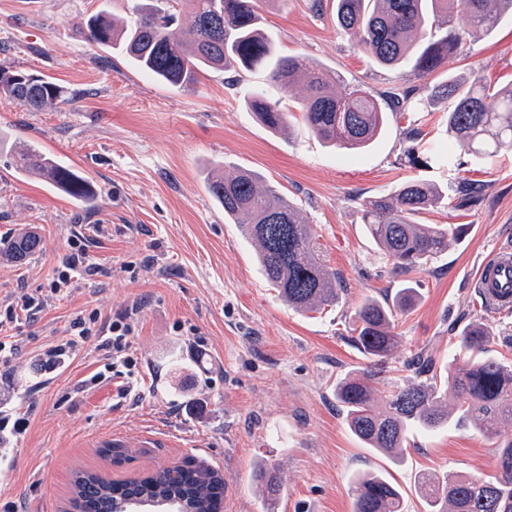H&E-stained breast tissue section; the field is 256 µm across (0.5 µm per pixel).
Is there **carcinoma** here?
Listing matches in <instances>:
<instances>
[{
	"label": "carcinoma",
	"instance_id": "1",
	"mask_svg": "<svg viewBox=\"0 0 512 512\" xmlns=\"http://www.w3.org/2000/svg\"><path fill=\"white\" fill-rule=\"evenodd\" d=\"M146 0L135 9L128 25L104 16L87 25L90 42L108 46L132 58L139 68L158 81L192 88L206 69L221 72L270 68L269 83L247 93V105L270 131L288 123L273 93L286 92L298 78L307 94L302 116L307 126L328 146L359 151L382 132L386 112L407 106L410 93L394 94L382 104L368 91L349 87L308 66L296 57H274L273 46L258 27L256 0ZM512 0H336V23L356 39L358 48L378 65L397 68L413 62L420 78L434 73L448 57L457 54L469 32L493 31ZM464 14L469 28L455 26ZM188 17L190 38L180 40L172 26ZM0 91L31 112L66 100L67 89L40 76L0 68ZM429 96L451 101L448 110L447 150L462 149L483 162L512 150V87L496 89L480 78L468 83L449 80L428 89ZM16 167L37 173L72 199L91 204L96 192L89 180L34 145H23L15 155ZM249 170L228 178L216 174L207 182L212 198L224 216L240 225L259 248V263L267 281L289 306L316 310L336 303L341 283L319 258L311 225L296 207L272 188L258 185ZM483 187L462 181L455 206H472ZM445 195L417 180L404 182L390 196L363 205L366 231L395 274H406L448 248L450 230L420 224L422 211L444 203ZM41 244L28 231L0 242V256L22 264ZM415 288L398 291L393 302L368 298L355 313L352 340L370 356V363L336 384V399L346 410L351 433L389 456L403 452L407 433L415 428L434 429L448 424L454 410L489 438L497 440V473L488 478L425 474L419 491L428 512H512V365L488 356L492 332L482 326L464 328L459 336L470 352L461 364H452L442 375L433 374V361H423L415 376L432 374V381L396 385L379 395L382 374L400 337L395 320L409 309ZM99 454L114 466L126 460L128 449L108 444ZM259 492L266 512H277L281 485L276 471L259 468ZM69 507L77 512H131L130 502L164 505L161 512H219L224 500V475L183 461L158 467L133 477H106L96 471L78 470L72 476ZM353 512H405L401 492L380 474L366 473L353 482Z\"/></svg>",
	"mask_w": 512,
	"mask_h": 512
}]
</instances>
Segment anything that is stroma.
I'll use <instances>...</instances> for the list:
<instances>
[{
	"label": "stroma",
	"instance_id": "35a3bbf8",
	"mask_svg": "<svg viewBox=\"0 0 512 512\" xmlns=\"http://www.w3.org/2000/svg\"><path fill=\"white\" fill-rule=\"evenodd\" d=\"M137 2L0 0V67L44 76L70 93L40 112L0 94V237L33 228L42 238L24 264L0 259V305L46 296L33 321L9 329L16 350L0 361V411L30 418L26 434L0 446V505L62 512L75 471L110 472L98 453L109 439L126 443L138 473L187 457L221 470L223 512H264L253 480L261 461L282 480L279 512H352L351 485L367 471L401 488L405 512H425L415 491L421 474H494V443L454 420L409 433L399 462L365 448L334 388L369 362L351 340L355 310L407 285L418 295L396 317L402 341L388 358L386 383L403 384L419 353L440 368L465 360L457 333L472 322L492 330L490 356L512 363V311L485 310L476 285L481 262L512 246V155L493 164L462 152L438 157L450 104L426 92L450 78L511 84L512 15L468 38L422 80L359 51L337 27L333 0L318 14L312 0H260L259 26L276 55L300 57L378 97L411 91L409 111L389 114L367 150L348 153L307 128L297 112L303 83L280 96L290 118L278 134L244 101L250 88L267 84L266 69L234 84L207 70L187 90L158 84L128 56L87 40L90 17L129 19ZM27 142L87 175L97 187L94 205L19 173L14 156ZM412 145L420 164L408 162ZM215 166L258 172L295 204L321 260L343 282L336 304L303 313L280 299L254 244L206 189ZM464 178L484 185L482 201L442 204L419 217L461 234L423 267L392 273L361 221L363 204L410 179L451 194ZM89 224L104 227L89 248L97 273L48 296L69 239ZM133 305L130 363L94 337L56 372H42L45 352L65 341L77 312L107 318ZM94 375L98 383L85 386Z\"/></svg>",
	"mask_w": 512,
	"mask_h": 512
}]
</instances>
